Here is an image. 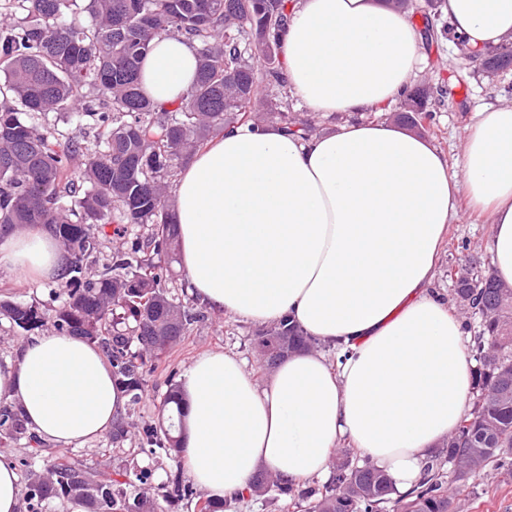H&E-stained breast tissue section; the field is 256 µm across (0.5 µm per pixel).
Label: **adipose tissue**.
<instances>
[{"instance_id":"1","label":"adipose tissue","mask_w":512,"mask_h":512,"mask_svg":"<svg viewBox=\"0 0 512 512\" xmlns=\"http://www.w3.org/2000/svg\"><path fill=\"white\" fill-rule=\"evenodd\" d=\"M441 13L472 48L512 38V0H443ZM281 46L289 91L325 118L389 107L422 55L409 16L383 0H296ZM196 69V43L159 37L142 91L170 106ZM462 194L487 213L493 266L512 283V108L476 113L457 172L426 136L388 122L305 139L276 124L228 129L196 152L174 189L192 297L256 324L292 319L347 354L299 351L261 381L232 352L194 359L179 387L181 456L208 498L247 492L261 471L326 479L346 445L412 491L472 389L464 324L430 290ZM0 267L21 285L56 280L62 251L30 226L0 237ZM0 401L42 440L79 446L127 398L99 346L51 332L0 363Z\"/></svg>"}]
</instances>
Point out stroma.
<instances>
[{"instance_id": "35a3bbf8", "label": "stroma", "mask_w": 512, "mask_h": 512, "mask_svg": "<svg viewBox=\"0 0 512 512\" xmlns=\"http://www.w3.org/2000/svg\"><path fill=\"white\" fill-rule=\"evenodd\" d=\"M423 63L412 79L413 85L430 91L449 84L452 73L463 75V83L452 86L453 97L449 104L438 107L428 138L444 153L451 168H459L465 148L468 126L476 112L487 106L512 107V94L505 92L501 79H489L479 64L458 60L453 44L441 33H434L429 46L423 47ZM492 226L484 218L468 209H461L457 218L449 224L443 251L432 283L434 291L448 296L452 282L448 276L449 259L457 244H466L469 255L489 261V242ZM253 324L230 315L211 317L195 327L185 337L152 364L147 373V392L129 418V436L137 438L142 424L157 423L161 402L170 384L180 382L184 371L200 353L205 351H230L243 357L257 377L270 374V367L262 365L253 348L251 333ZM30 453L27 440H20L12 447L0 451V458L16 465L20 477L41 475L46 464L58 458L71 457L84 463L109 469L128 468L136 473L135 489L151 491L166 481L170 467L168 460L151 455L140 448L128 453L113 448L109 436L83 446H64L50 442L39 449L40 461L28 467L23 463ZM450 512H512V474L506 470L487 468L470 474L464 481L452 484Z\"/></svg>"}]
</instances>
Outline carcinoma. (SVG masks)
<instances>
[{
	"mask_svg": "<svg viewBox=\"0 0 512 512\" xmlns=\"http://www.w3.org/2000/svg\"><path fill=\"white\" fill-rule=\"evenodd\" d=\"M22 16L0 19V230L30 225L51 230L64 257L62 281L50 289L59 302L0 300V317L19 332L48 326L100 345L112 373L136 408L144 396V366L191 335L205 313L185 293L172 291L178 242L169 197L181 168L211 138L233 125L279 124L307 138L315 124L286 112L256 111L263 88L285 86L280 43L292 0H15ZM90 22L84 21V16ZM441 32L461 45L458 56L487 72L512 64V42L471 51L449 25ZM177 34L198 44L196 81L185 99L159 107L141 93L139 70L155 38ZM395 114L419 133L433 121L430 93L406 90ZM74 121L79 139L41 123L49 113ZM426 124L417 125L416 113ZM84 158L76 171L72 161ZM138 233L114 249L109 263L96 254L107 227ZM452 301L474 330L476 366L469 410L448 437L445 456L428 462L416 489L396 494L381 469L345 453L332 481L319 490H295L282 479L257 475L250 494L275 492L279 512H449L448 474L458 481L512 453V285L474 258L448 267ZM289 352L314 347L300 325L284 319L255 334ZM159 424H147L140 447L180 453L175 416L178 389L163 400ZM18 411L0 410V447L23 434ZM161 497L129 495L131 473L92 468L60 458L48 477L25 488L38 505L63 499L85 512H162L159 499L189 498L193 512L221 506L193 492L181 467L169 469Z\"/></svg>",
	"mask_w": 512,
	"mask_h": 512,
	"instance_id": "carcinoma-1",
	"label": "carcinoma"
}]
</instances>
